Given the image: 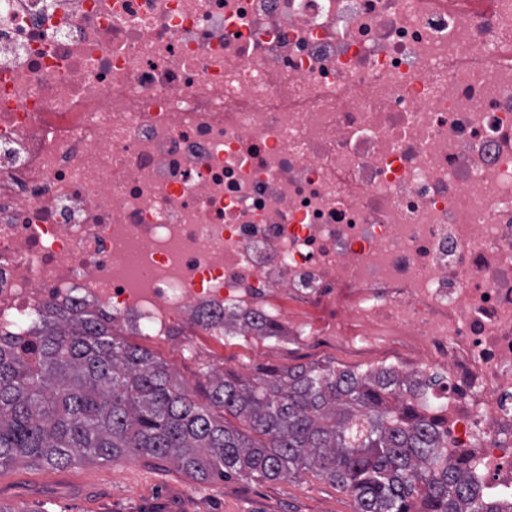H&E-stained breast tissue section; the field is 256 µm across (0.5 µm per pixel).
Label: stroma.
<instances>
[{"instance_id": "obj_1", "label": "stroma", "mask_w": 512, "mask_h": 512, "mask_svg": "<svg viewBox=\"0 0 512 512\" xmlns=\"http://www.w3.org/2000/svg\"><path fill=\"white\" fill-rule=\"evenodd\" d=\"M183 380L193 383L207 370H230L249 377L261 365L288 368L322 365L364 372L401 360L400 350L359 353L345 337L321 336L310 342L252 336L237 343L199 331L195 357L182 354L171 338L137 336ZM0 505L12 512H354L352 496L312 472L277 481L212 479L199 483L169 463L82 461L57 469L17 465L0 469Z\"/></svg>"}]
</instances>
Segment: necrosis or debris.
Here are the masks:
<instances>
[{
    "label": "necrosis or debris",
    "mask_w": 512,
    "mask_h": 512,
    "mask_svg": "<svg viewBox=\"0 0 512 512\" xmlns=\"http://www.w3.org/2000/svg\"><path fill=\"white\" fill-rule=\"evenodd\" d=\"M78 305L350 321L512 496V0H0V330Z\"/></svg>",
    "instance_id": "1"
}]
</instances>
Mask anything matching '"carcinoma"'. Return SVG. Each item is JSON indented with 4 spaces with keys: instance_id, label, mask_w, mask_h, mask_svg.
<instances>
[{
    "instance_id": "carcinoma-1",
    "label": "carcinoma",
    "mask_w": 512,
    "mask_h": 512,
    "mask_svg": "<svg viewBox=\"0 0 512 512\" xmlns=\"http://www.w3.org/2000/svg\"><path fill=\"white\" fill-rule=\"evenodd\" d=\"M255 327L231 318L224 339ZM205 378L199 404L103 314L53 308L29 336L0 332V467L147 457L199 483L304 469L348 492L354 512H512V498L448 460L442 422L412 405L428 379L303 365Z\"/></svg>"
}]
</instances>
